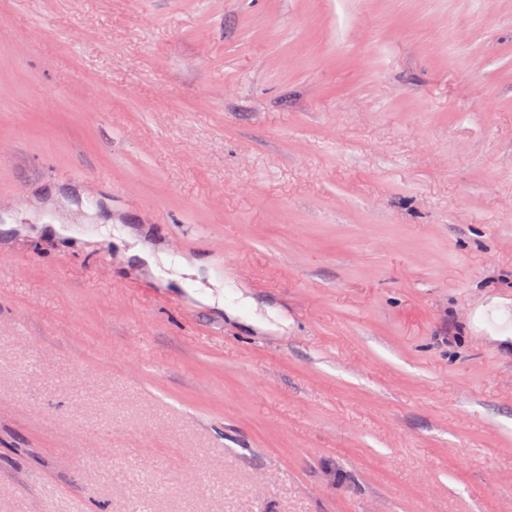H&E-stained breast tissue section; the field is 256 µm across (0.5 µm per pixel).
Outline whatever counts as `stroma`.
I'll use <instances>...</instances> for the list:
<instances>
[{"instance_id": "stroma-1", "label": "stroma", "mask_w": 512, "mask_h": 512, "mask_svg": "<svg viewBox=\"0 0 512 512\" xmlns=\"http://www.w3.org/2000/svg\"><path fill=\"white\" fill-rule=\"evenodd\" d=\"M495 299L512 0H0V512H512Z\"/></svg>"}]
</instances>
